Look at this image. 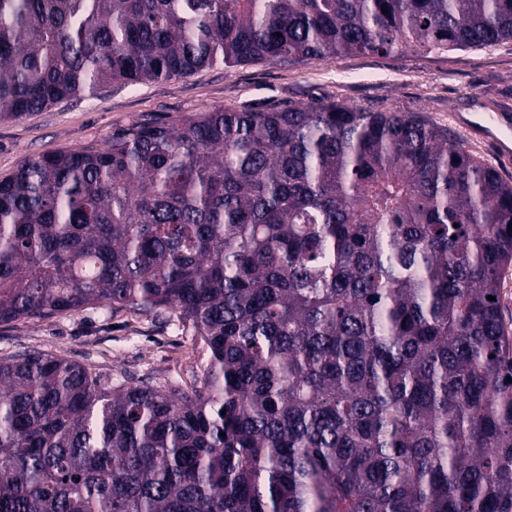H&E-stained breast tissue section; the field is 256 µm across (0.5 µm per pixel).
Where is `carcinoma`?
Returning a JSON list of instances; mask_svg holds the SVG:
<instances>
[{
    "instance_id": "obj_1",
    "label": "carcinoma",
    "mask_w": 512,
    "mask_h": 512,
    "mask_svg": "<svg viewBox=\"0 0 512 512\" xmlns=\"http://www.w3.org/2000/svg\"><path fill=\"white\" fill-rule=\"evenodd\" d=\"M506 40L512 0H0V117ZM510 223L512 184L448 130L342 103L25 161L0 180V323L173 311L208 358L189 388L1 358L0 512H512Z\"/></svg>"
}]
</instances>
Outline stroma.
Here are the masks:
<instances>
[{
    "instance_id": "stroma-1",
    "label": "stroma",
    "mask_w": 512,
    "mask_h": 512,
    "mask_svg": "<svg viewBox=\"0 0 512 512\" xmlns=\"http://www.w3.org/2000/svg\"><path fill=\"white\" fill-rule=\"evenodd\" d=\"M313 102L423 116L455 129L466 150L512 182V165H497L487 143L471 139L453 121L484 112L512 115V41L444 53L216 64L187 77L115 83L20 118H0V179L28 159L103 146L113 131L137 122L177 127L214 107L251 111ZM34 352L82 363L116 383L149 378L190 385L205 364L201 344L175 313L155 317L101 306L0 324V358Z\"/></svg>"
}]
</instances>
